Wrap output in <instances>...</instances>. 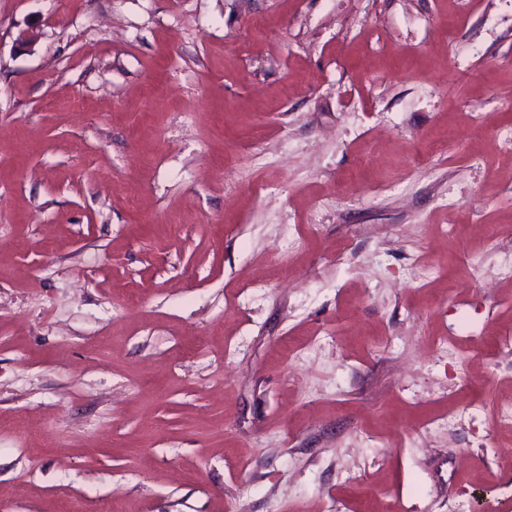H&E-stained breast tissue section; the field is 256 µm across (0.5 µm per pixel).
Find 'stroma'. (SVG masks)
Listing matches in <instances>:
<instances>
[{"label": "stroma", "mask_w": 512, "mask_h": 512, "mask_svg": "<svg viewBox=\"0 0 512 512\" xmlns=\"http://www.w3.org/2000/svg\"><path fill=\"white\" fill-rule=\"evenodd\" d=\"M512 0H0V512H506Z\"/></svg>", "instance_id": "obj_1"}]
</instances>
